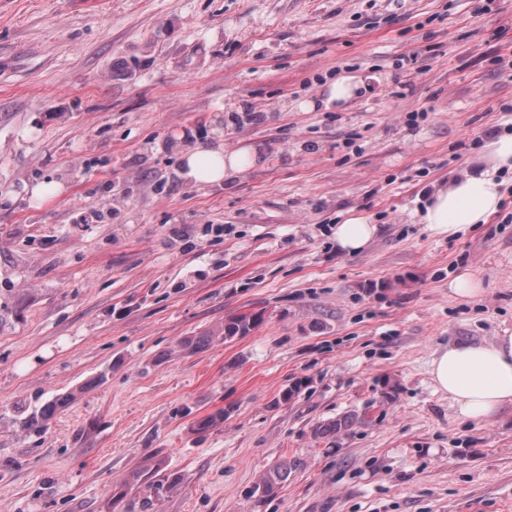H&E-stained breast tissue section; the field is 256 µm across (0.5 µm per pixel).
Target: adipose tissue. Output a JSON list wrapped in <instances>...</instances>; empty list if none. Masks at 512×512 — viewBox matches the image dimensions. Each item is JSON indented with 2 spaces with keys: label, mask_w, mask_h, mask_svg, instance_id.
<instances>
[{
  "label": "adipose tissue",
  "mask_w": 512,
  "mask_h": 512,
  "mask_svg": "<svg viewBox=\"0 0 512 512\" xmlns=\"http://www.w3.org/2000/svg\"><path fill=\"white\" fill-rule=\"evenodd\" d=\"M258 157L257 149L200 145L181 157L183 174L198 185L230 181ZM512 172V133L486 140L480 155L427 196L420 221L434 237L455 238L486 223L501 206L503 172ZM436 391L447 394L461 416L483 419L512 405V332L491 343L448 345L431 363Z\"/></svg>",
  "instance_id": "adipose-tissue-1"
}]
</instances>
